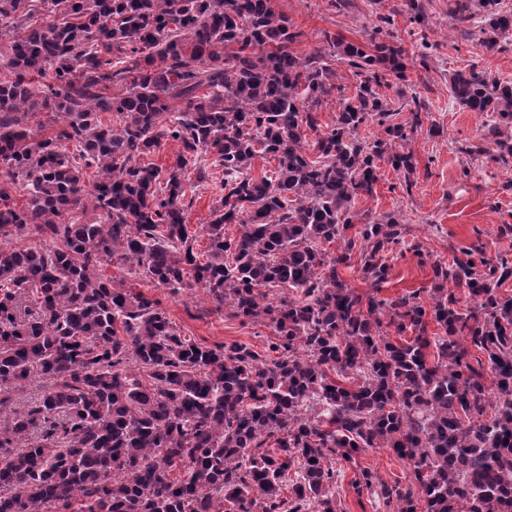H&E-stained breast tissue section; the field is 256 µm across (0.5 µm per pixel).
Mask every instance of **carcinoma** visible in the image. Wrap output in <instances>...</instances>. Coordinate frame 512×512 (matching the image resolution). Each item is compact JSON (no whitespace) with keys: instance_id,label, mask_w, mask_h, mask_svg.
<instances>
[{"instance_id":"carcinoma-1","label":"carcinoma","mask_w":512,"mask_h":512,"mask_svg":"<svg viewBox=\"0 0 512 512\" xmlns=\"http://www.w3.org/2000/svg\"><path fill=\"white\" fill-rule=\"evenodd\" d=\"M51 2L65 19L34 27L32 0H0V37H11L0 177L25 179L31 195L19 209L0 183V448L11 449L0 459V512H337L331 461L369 448H391L412 469L404 487L380 484L395 512H512V297L498 292L512 258L466 250L463 263L435 265L473 306L459 311L439 285L427 308L415 291L377 298L386 254L406 245L395 216L346 236L378 161L413 185L399 148L421 112L394 123L404 106L375 91L387 71L406 80L403 50L385 41L389 19L370 33L371 53L327 36L328 50L301 58L290 51L301 33L273 0ZM477 12L488 51L512 40L500 0H463L451 18L464 33ZM330 56L362 80L322 131L318 109L336 88ZM49 70L53 83L34 86ZM114 84L125 92L108 95ZM451 91L491 113L488 134L512 124L511 80L472 63ZM39 109L58 128L34 141L27 127ZM370 122L380 136L359 140ZM163 138L180 146L164 178L144 161ZM211 149L224 195L202 261L184 220V169L204 179L198 155ZM257 156L277 161L271 176H254ZM89 209L98 217L84 222ZM226 224L239 234L224 236ZM26 234L40 243L10 246ZM337 240L334 255L325 244ZM354 251L367 297L339 272ZM114 258L267 324L271 355L181 335L158 301L102 277ZM431 321L441 333L428 335ZM472 348L487 362L469 363ZM33 378L43 390L22 404Z\"/></svg>"}]
</instances>
